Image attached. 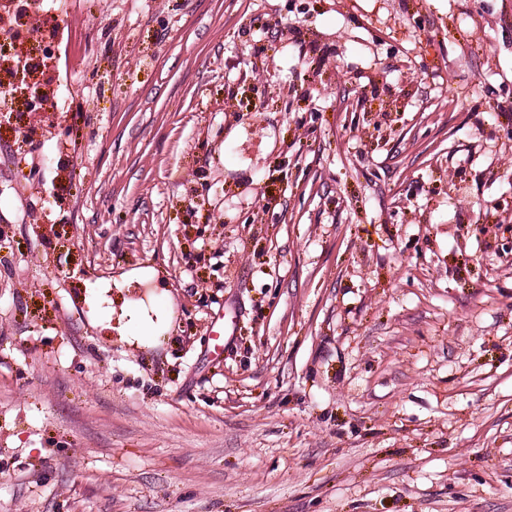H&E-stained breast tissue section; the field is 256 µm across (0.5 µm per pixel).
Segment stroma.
Here are the masks:
<instances>
[{"label":"stroma","instance_id":"35a3bbf8","mask_svg":"<svg viewBox=\"0 0 512 512\" xmlns=\"http://www.w3.org/2000/svg\"><path fill=\"white\" fill-rule=\"evenodd\" d=\"M49 22L55 110L0 114V512H512V0ZM143 269L135 348L99 311ZM159 298L150 293L145 301H124L115 327L121 341L135 347L147 346L167 328L169 313L162 300L155 301Z\"/></svg>","mask_w":512,"mask_h":512}]
</instances>
